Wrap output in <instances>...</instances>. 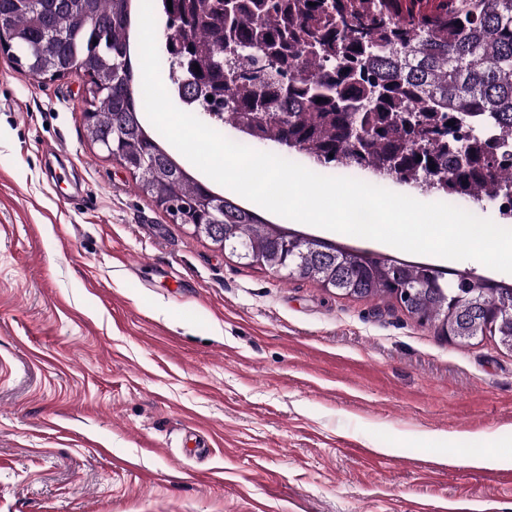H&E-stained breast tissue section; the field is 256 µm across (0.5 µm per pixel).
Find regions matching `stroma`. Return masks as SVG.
<instances>
[{
	"mask_svg": "<svg viewBox=\"0 0 512 512\" xmlns=\"http://www.w3.org/2000/svg\"><path fill=\"white\" fill-rule=\"evenodd\" d=\"M85 87L0 52V512H512V351L240 263L90 141Z\"/></svg>",
	"mask_w": 512,
	"mask_h": 512,
	"instance_id": "obj_1",
	"label": "stroma"
}]
</instances>
